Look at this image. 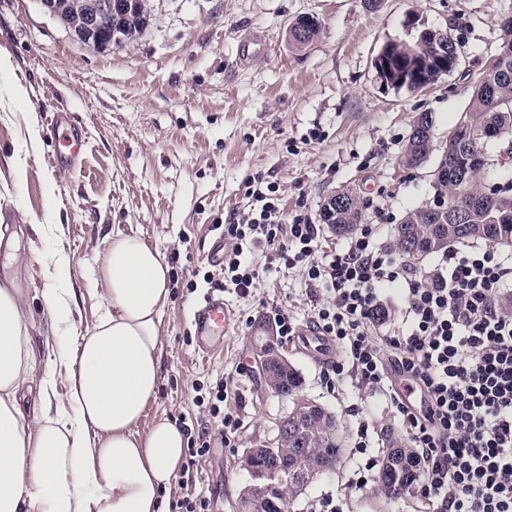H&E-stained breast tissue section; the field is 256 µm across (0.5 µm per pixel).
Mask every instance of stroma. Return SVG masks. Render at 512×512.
<instances>
[{"label": "stroma", "instance_id": "obj_1", "mask_svg": "<svg viewBox=\"0 0 512 512\" xmlns=\"http://www.w3.org/2000/svg\"><path fill=\"white\" fill-rule=\"evenodd\" d=\"M149 21L133 42L99 49L76 40L38 0H0V225L18 224L28 260L0 269L26 297L37 348L55 327L44 303L50 285L43 254H63L75 307L71 331L91 328L106 304L93 280L107 235L136 233L167 258L170 302L163 313L162 374L139 431L166 417L189 438L208 429L209 451L196 460L191 488L172 483L165 496L210 501L211 512H239L250 481L249 448L273 443L292 407L274 393L256 355L257 325L275 312L311 322V295L299 269L269 268L265 253L248 294L225 289L231 310L224 342L198 356L190 311L199 293L187 282L206 270L216 222L243 212L245 183L262 176L278 186L285 215L319 222L325 199L351 189L361 223L374 227L380 247L394 248L395 229L412 209L433 205L434 172L449 130L472 108L474 84L501 51L498 20L512 0H146ZM309 16L319 24L312 42L294 48L288 28ZM452 28L462 47L457 69L422 91L384 85L375 57L390 41H414L420 30ZM69 113L84 140L66 167L52 165L54 110ZM433 119L432 153L409 164L405 148L420 113ZM301 375V393L335 416L343 438L336 466L289 498L288 512H309L322 493L344 512H429L417 491L391 498L377 478L356 481L367 457L387 444L405 448L401 421L380 394L344 384L329 392L316 352L295 340L278 343ZM224 381L228 408L240 427L233 447L222 444L197 390ZM369 448H356L360 423Z\"/></svg>", "mask_w": 512, "mask_h": 512}]
</instances>
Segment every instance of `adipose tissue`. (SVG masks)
<instances>
[{"label":"adipose tissue","mask_w":512,"mask_h":512,"mask_svg":"<svg viewBox=\"0 0 512 512\" xmlns=\"http://www.w3.org/2000/svg\"><path fill=\"white\" fill-rule=\"evenodd\" d=\"M51 262L43 299L60 336L46 354L24 297L0 286V512H169L164 492L188 439L165 417L137 430L160 380L166 257L138 234L108 236L98 278L107 307L75 345L68 262ZM43 356L69 366L66 401L50 375L36 376Z\"/></svg>","instance_id":"adipose-tissue-1"}]
</instances>
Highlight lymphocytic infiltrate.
I'll use <instances>...</instances> for the list:
<instances>
[{
  "instance_id": "1",
  "label": "lymphocytic infiltrate",
  "mask_w": 512,
  "mask_h": 512,
  "mask_svg": "<svg viewBox=\"0 0 512 512\" xmlns=\"http://www.w3.org/2000/svg\"><path fill=\"white\" fill-rule=\"evenodd\" d=\"M246 196L249 211L220 226L229 247L206 288L249 293L258 274L246 255L260 248L302 269L317 290L314 327L344 351L327 388L347 378L388 400L418 451L421 498L434 512H512V263L491 249H448L434 274H420L375 246L369 224L327 251L308 215L284 217L274 185L250 178ZM392 287L405 327L380 334ZM403 381L420 405L403 397Z\"/></svg>"
}]
</instances>
